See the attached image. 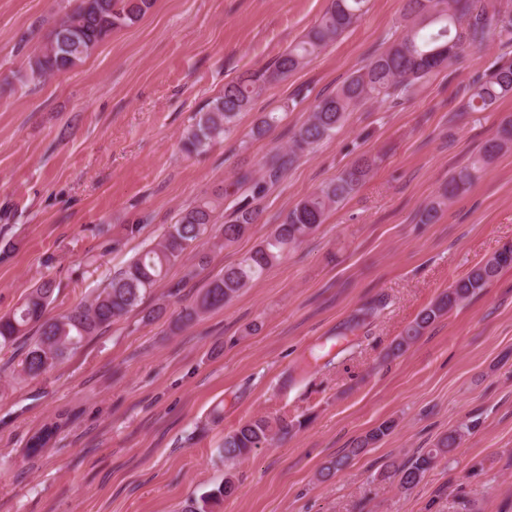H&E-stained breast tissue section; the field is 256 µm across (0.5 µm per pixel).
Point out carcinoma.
<instances>
[{
    "label": "carcinoma",
    "instance_id": "obj_1",
    "mask_svg": "<svg viewBox=\"0 0 512 512\" xmlns=\"http://www.w3.org/2000/svg\"><path fill=\"white\" fill-rule=\"evenodd\" d=\"M153 0H77L73 12L58 19L49 40L28 56L20 80L39 84L67 72L83 62L113 31L138 22L152 7ZM367 0H328L318 22L299 40L266 67L245 72L224 86V93L197 112L195 122L181 139L188 155L207 152L214 144L229 137L238 117L250 109L254 99L271 82L282 80L308 62L323 48L351 30L366 11ZM397 37L363 68L354 72L334 94L320 97L305 122L295 129L288 146L276 162L257 176L249 170L224 187L223 192L204 197L183 207L174 222L165 225L157 239L147 243L126 264L113 272L91 299L55 316L48 314L57 289L53 279H44L25 295L13 312L0 315V351L19 341L27 342L18 373L37 379L60 364L70 353L139 307L145 296L165 279L168 269L192 256L194 264L184 277L169 285L168 295L175 296L196 276L197 268L208 263L204 245L222 249L242 238L261 214L260 201L268 186L280 181L288 167L331 137L342 126L347 112L368 101H384L405 95L416 85L428 81L448 62L467 50L481 47L491 38L512 41V13L500 0H407ZM512 96V65L499 66L484 74L470 89L471 112H490L499 101ZM279 121L274 112L258 116L250 137L262 138ZM512 148V121L505 122L498 134L487 140L471 166L448 176L440 199L425 207L418 223L432 224L441 207L468 191L486 166ZM376 158L365 156L342 170L334 180L320 186L291 207L282 223L275 226L255 248L237 263L224 268L212 279L202 296L182 307L176 322L187 326L206 312L224 307L264 273L280 263L297 247L339 203L354 194L376 166ZM237 197L229 220L218 234L208 235L214 214L224 200ZM141 224H125L112 236L110 249L119 251L124 241L139 235ZM512 267V243L503 245L486 261L475 265L452 282L398 339L395 350L405 351L432 323L448 314L472 296L485 290L505 269ZM293 424L285 419L260 416L248 420L224 435L221 445L224 461L234 464L254 450L284 437ZM472 426L456 428L408 463L395 469L401 490L408 492L420 482L436 460L461 445ZM235 490L231 473L224 482L196 499L188 501L182 512H218L224 499Z\"/></svg>",
    "mask_w": 512,
    "mask_h": 512
}]
</instances>
